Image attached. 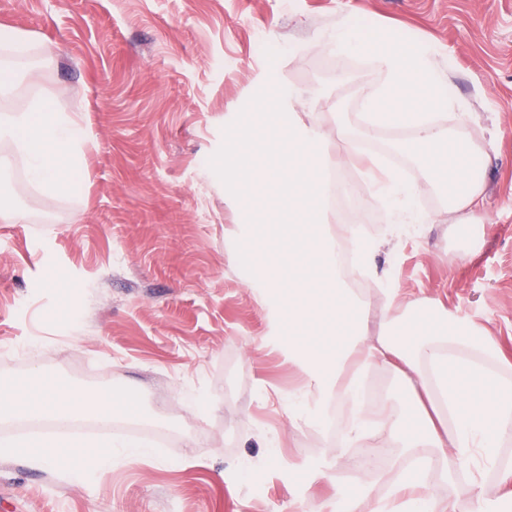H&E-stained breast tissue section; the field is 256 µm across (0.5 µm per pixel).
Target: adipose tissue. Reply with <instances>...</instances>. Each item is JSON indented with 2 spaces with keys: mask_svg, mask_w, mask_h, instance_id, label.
<instances>
[{
  "mask_svg": "<svg viewBox=\"0 0 512 512\" xmlns=\"http://www.w3.org/2000/svg\"><path fill=\"white\" fill-rule=\"evenodd\" d=\"M329 44L339 53L370 56L384 75L365 98L371 125L409 129L396 150L413 159L426 177L454 182L448 203L439 212L414 206L416 188L399 175L370 162L368 176L397 224L480 223L484 185L473 174L472 162H485L488 151L465 147L464 128L448 130L435 114L464 110L452 91L451 74L443 70L433 45L410 47L379 28L362 33L337 29ZM264 96L277 112L275 150L265 149L254 125L239 124L226 140L231 162L228 181L249 174L251 188L262 190L266 211L288 205V219L297 231L287 244L270 249L250 225H242L239 241L251 244L261 279L278 297L276 318L288 342V360L297 370L298 386L289 400L298 402L308 421L326 423L333 404L350 403L352 415L339 423L336 445L313 467L315 477L344 460L350 448H427L471 474V497L465 512H499L484 496L486 473L500 467V447L512 439V377L499 368L507 364L487 328L462 317L439 299L417 296L392 287L381 289L379 311L368 317L363 302L347 288L336 267L339 248L322 230L330 171L340 169L353 150L354 137L345 127L324 130L318 121L297 123L302 103L292 89L268 77ZM86 130L77 115L55 112L42 102L24 112L0 113V175L22 163L28 182L49 193H66L73 175L83 169ZM343 150L331 153V141ZM404 378L407 414L382 406L378 423L364 419L361 381L370 366ZM126 394L88 393L45 383L32 391L0 384V422L33 417L58 424L87 417L111 416L115 406L128 404ZM511 477L512 469H501ZM397 502L399 512H447L432 485L417 475L393 470L384 487L366 483L349 491L337 487L336 512H380L381 498Z\"/></svg>",
  "mask_w": 512,
  "mask_h": 512,
  "instance_id": "adipose-tissue-1",
  "label": "adipose tissue"
}]
</instances>
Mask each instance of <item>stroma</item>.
<instances>
[{
  "label": "stroma",
  "mask_w": 512,
  "mask_h": 512,
  "mask_svg": "<svg viewBox=\"0 0 512 512\" xmlns=\"http://www.w3.org/2000/svg\"><path fill=\"white\" fill-rule=\"evenodd\" d=\"M0 25L44 49L41 80L19 81L0 109L44 100L81 114L89 138L65 195L40 192L19 168L0 180V198L32 217L0 222V380L41 374L126 391L136 404L116 408L113 423L141 428L140 442L160 449L105 472L84 449L80 482L62 466H32L27 449L0 450V512H296L329 503L347 473L351 489L384 483L385 473L346 465L311 479L334 439L289 412L295 368L262 344L276 321L244 280L252 249L226 247L242 219L225 189V137L248 120L274 134L259 96L267 74L323 99L324 128L358 131L382 74L329 49L344 25L435 45L467 103L447 126L465 125L473 147L494 144L479 238L464 224L401 231L387 220L365 234L396 286L457 308L512 358V0H0ZM51 269L77 293L71 314L45 285ZM194 399L205 415L189 413ZM393 462L423 470L448 504L465 500L461 476L438 456L400 451Z\"/></svg>",
  "instance_id": "obj_1"
}]
</instances>
